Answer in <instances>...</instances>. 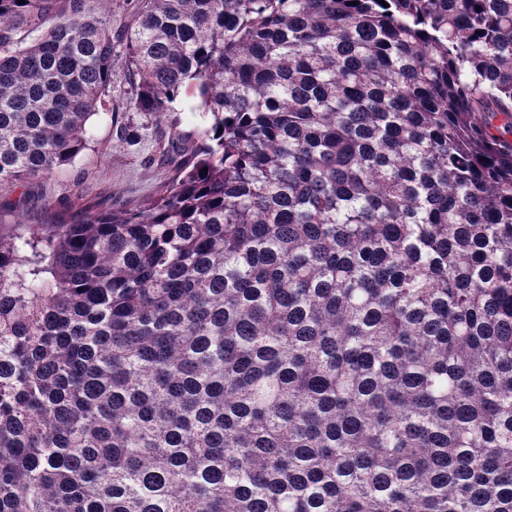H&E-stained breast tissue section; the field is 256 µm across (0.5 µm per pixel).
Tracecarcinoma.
<instances>
[{
	"instance_id": "carcinoma-1",
	"label": "carcinoma",
	"mask_w": 512,
	"mask_h": 512,
	"mask_svg": "<svg viewBox=\"0 0 512 512\" xmlns=\"http://www.w3.org/2000/svg\"><path fill=\"white\" fill-rule=\"evenodd\" d=\"M49 2L0 0V190L118 45L171 177L0 230V512H512V0ZM91 12L95 14H112V25L118 26L125 19L127 0H89Z\"/></svg>"
}]
</instances>
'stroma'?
I'll return each mask as SVG.
<instances>
[{
	"mask_svg": "<svg viewBox=\"0 0 512 512\" xmlns=\"http://www.w3.org/2000/svg\"><path fill=\"white\" fill-rule=\"evenodd\" d=\"M116 63L107 99L112 117L90 118L92 131L87 148L70 165L47 178L30 179L23 186L0 192V220L45 222L52 212L79 201L110 204L116 200H140L152 195L169 171L157 157V139L165 125L153 115L130 109L132 85L124 46L115 49ZM137 130V144L120 136L121 128Z\"/></svg>",
	"mask_w": 512,
	"mask_h": 512,
	"instance_id": "stroma-1",
	"label": "stroma"
}]
</instances>
